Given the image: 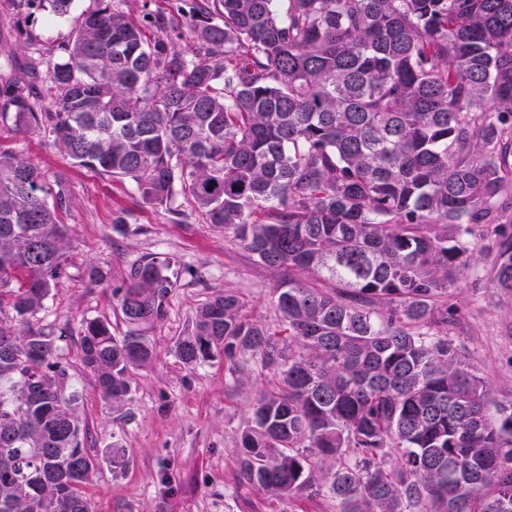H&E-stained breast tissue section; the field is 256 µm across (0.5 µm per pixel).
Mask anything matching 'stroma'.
<instances>
[{
	"label": "stroma",
	"mask_w": 512,
	"mask_h": 512,
	"mask_svg": "<svg viewBox=\"0 0 512 512\" xmlns=\"http://www.w3.org/2000/svg\"><path fill=\"white\" fill-rule=\"evenodd\" d=\"M69 30V22L0 4V56L17 63L36 54L57 60ZM0 146L50 175L67 166L39 132L2 131ZM70 187V264L38 319L62 337L64 387L80 395L88 449L98 454L118 448L128 461L122 469L103 463L91 472L85 492L94 512H336L335 501L326 496L275 500L240 481V437L256 399L273 386V375L255 370L236 383L223 359L188 367L175 350L197 311L219 293L237 295L248 318L277 324L278 274L255 263L222 227L192 214L174 221L165 208L143 202L129 182L77 169L70 172ZM153 254L175 261L178 283L164 319L143 329L154 346L153 364L130 368L129 395L108 405L77 359L82 326L106 318L115 335L127 332L114 311L112 290L122 284L129 265ZM493 260L492 252L476 249L470 277L451 288L448 301L458 310L452 335L464 357L489 380L495 403L505 404L512 401V294L492 288ZM90 264L102 271V284L85 279Z\"/></svg>",
	"instance_id": "35a3bbf8"
}]
</instances>
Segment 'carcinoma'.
I'll return each instance as SVG.
<instances>
[{
  "instance_id": "obj_1",
  "label": "carcinoma",
  "mask_w": 512,
  "mask_h": 512,
  "mask_svg": "<svg viewBox=\"0 0 512 512\" xmlns=\"http://www.w3.org/2000/svg\"><path fill=\"white\" fill-rule=\"evenodd\" d=\"M67 19L75 0H7ZM174 19L99 0L37 86L0 79V124L37 129L70 166L179 198L280 275V329L234 294L197 312L176 353L239 381L277 378L240 438V479L336 512H512V403L450 330V288L494 235L512 292V0H194ZM70 181L0 147V512H91L79 394L61 337L36 322L69 263ZM177 285L168 257L113 289L132 327L85 322L78 344L107 404L154 348Z\"/></svg>"
}]
</instances>
